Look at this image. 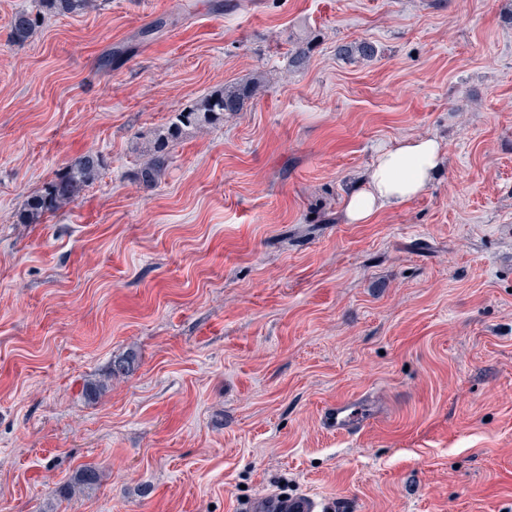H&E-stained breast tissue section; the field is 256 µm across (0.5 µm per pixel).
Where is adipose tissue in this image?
Here are the masks:
<instances>
[{
  "label": "adipose tissue",
  "instance_id": "ef3b65f1",
  "mask_svg": "<svg viewBox=\"0 0 512 512\" xmlns=\"http://www.w3.org/2000/svg\"><path fill=\"white\" fill-rule=\"evenodd\" d=\"M432 135H406L378 147L372 164L344 200L350 224H368L383 211L422 195L446 161Z\"/></svg>",
  "mask_w": 512,
  "mask_h": 512
}]
</instances>
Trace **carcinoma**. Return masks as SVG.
I'll return each instance as SVG.
<instances>
[{"instance_id": "1", "label": "carcinoma", "mask_w": 512, "mask_h": 512, "mask_svg": "<svg viewBox=\"0 0 512 512\" xmlns=\"http://www.w3.org/2000/svg\"><path fill=\"white\" fill-rule=\"evenodd\" d=\"M41 11L26 9L16 12L11 21V37L16 43L28 40L40 23L41 13L56 15L83 14L97 7V0H38ZM265 86L262 80L245 84H230L223 89L202 97L193 106L173 115L170 124L160 132L149 149L144 151L139 175L145 183H154L167 167L169 141L177 138L188 127L202 128L224 118L226 112H238L244 102L257 95ZM102 160L97 154H87L56 173L55 177L39 192L31 195L20 214L23 224H37L73 201L82 189L99 176ZM260 512H310L307 503L291 499H269L261 503Z\"/></svg>"}]
</instances>
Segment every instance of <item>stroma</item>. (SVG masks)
Segmentation results:
<instances>
[{
  "label": "stroma",
  "instance_id": "1",
  "mask_svg": "<svg viewBox=\"0 0 512 512\" xmlns=\"http://www.w3.org/2000/svg\"><path fill=\"white\" fill-rule=\"evenodd\" d=\"M98 2L17 45L34 0H0V512H512V0ZM260 73L137 179L174 112ZM428 134L434 184L346 223L375 148ZM346 399L373 413L339 436ZM102 160L97 154H87L56 173L39 192L32 194L20 214L23 224H38L46 214H52L73 201L82 189L99 176Z\"/></svg>",
  "mask_w": 512,
  "mask_h": 512
}]
</instances>
